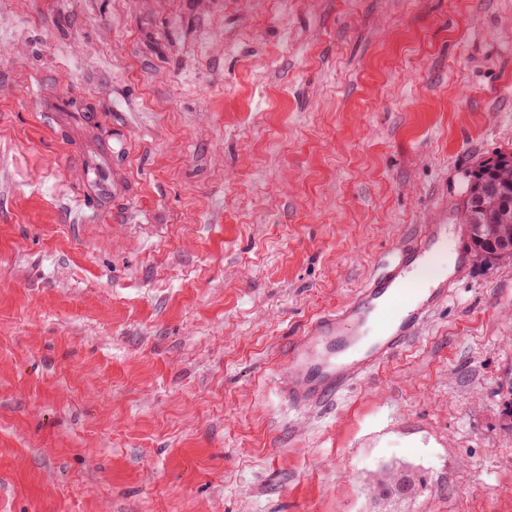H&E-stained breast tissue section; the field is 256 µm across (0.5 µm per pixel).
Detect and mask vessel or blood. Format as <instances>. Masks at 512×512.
Masks as SVG:
<instances>
[{
	"label": "vessel or blood",
	"mask_w": 512,
	"mask_h": 512,
	"mask_svg": "<svg viewBox=\"0 0 512 512\" xmlns=\"http://www.w3.org/2000/svg\"><path fill=\"white\" fill-rule=\"evenodd\" d=\"M448 248L441 217L417 225L408 245L336 308L317 313L284 347L278 389L297 410L334 404L415 340L429 314L447 302Z\"/></svg>",
	"instance_id": "vessel-or-blood-1"
}]
</instances>
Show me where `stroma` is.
<instances>
[{"instance_id":"stroma-1","label":"stroma","mask_w":512,"mask_h":512,"mask_svg":"<svg viewBox=\"0 0 512 512\" xmlns=\"http://www.w3.org/2000/svg\"><path fill=\"white\" fill-rule=\"evenodd\" d=\"M500 152L512 0H0V512H512V258L277 385ZM417 224L411 242L347 301L310 317L286 343L278 389L296 410L333 405L418 337L429 314L448 301V224ZM437 270L428 279V270Z\"/></svg>"}]
</instances>
